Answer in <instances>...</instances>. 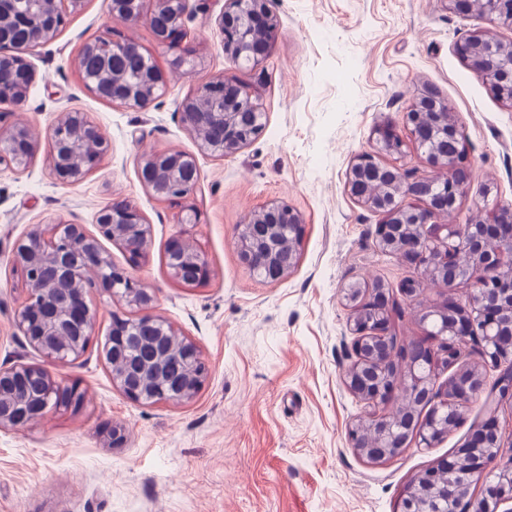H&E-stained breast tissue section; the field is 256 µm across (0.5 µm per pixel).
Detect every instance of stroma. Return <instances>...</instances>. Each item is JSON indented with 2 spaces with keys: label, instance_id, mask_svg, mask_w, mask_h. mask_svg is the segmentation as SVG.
Returning <instances> with one entry per match:
<instances>
[{
  "label": "stroma",
  "instance_id": "obj_1",
  "mask_svg": "<svg viewBox=\"0 0 512 512\" xmlns=\"http://www.w3.org/2000/svg\"><path fill=\"white\" fill-rule=\"evenodd\" d=\"M223 6L206 0L187 24L192 55L173 74L172 55L148 21L111 20L103 0H83L55 40L32 55L38 78L26 102L0 118L26 123L42 139L60 113L83 112L112 145L71 186L53 179L43 150L23 171L0 164V368L42 364L84 394L80 408H53L27 428L0 431V512H396L412 478L452 454L485 417L473 403L435 447L412 443L381 463L351 447L347 429L366 408L343 383L352 358L341 286L381 281L396 289L390 329L406 343L424 336L423 315L447 302L448 291L430 283L418 300L399 294L400 283L421 272L379 251L380 216L345 182L374 128L401 124L416 88L426 85L454 113L476 171L440 223L512 205V107L456 52L468 34L508 40L512 29L455 14L446 0H273L279 32L268 59L238 69L214 30ZM108 22L170 74L148 108L101 100L79 80L80 51ZM224 73L256 87L265 128L222 159L198 153L176 108L202 79ZM164 149L197 156L200 186L191 202L198 223L180 224L177 208L138 176L140 157ZM272 199L301 213L305 233L296 266L268 283L241 263L237 236ZM115 201L135 205L150 227L146 256L131 273L153 295L152 313L192 340L208 366L190 402H135L113 385L104 357L112 315L138 311L103 290L91 297L96 322L87 347L66 365L45 363L16 327L26 295L12 262L16 242L38 224H80L115 265H125L123 248L95 224ZM182 231L209 263L203 284L184 285L168 268L166 246ZM116 425L126 434L120 448L109 439Z\"/></svg>",
  "mask_w": 512,
  "mask_h": 512
}]
</instances>
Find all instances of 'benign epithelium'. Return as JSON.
I'll return each instance as SVG.
<instances>
[{"instance_id":"7a95c632","label":"benign epithelium","mask_w":512,"mask_h":512,"mask_svg":"<svg viewBox=\"0 0 512 512\" xmlns=\"http://www.w3.org/2000/svg\"><path fill=\"white\" fill-rule=\"evenodd\" d=\"M81 0H29L19 14L11 0H0V107H18L28 97L36 71L29 57L53 41L67 13ZM149 25L158 44L173 54L171 69L187 61L181 46L185 23L200 6L191 0H151ZM484 18L493 26L512 27V0H487ZM107 16L137 23L144 17L142 0H106ZM224 55L233 63L245 59L255 66L270 53L279 21L270 0H224L216 18ZM25 28L22 40L14 32ZM485 35L473 34L457 44L470 70L485 81L499 100L512 105V39L498 42L496 65L487 64ZM99 53L100 65L90 73L77 59V73L84 87L116 105L146 109L165 87L168 76L140 46L116 35L111 27L87 42L82 53ZM127 55L143 61L137 82L128 81L112 66V57ZM257 97L241 81L214 76L186 95L178 104L181 121L192 133L198 150L216 157H230L253 142L262 131ZM403 127L420 139L426 163L448 169V177L435 178L396 165H381V155L405 153V140L397 126L383 124L373 131L370 149L355 155L347 173V191L364 207L382 216L374 231L379 250L398 255L423 268L425 277L448 288V302L428 311L429 341L411 343L412 352L387 336L388 297L374 289L368 307L359 302L363 285L352 281L341 289L349 310L348 326L355 360L344 374L346 387L368 406L376 407L401 393L403 402L414 401L423 413L402 427L403 407L389 414H367L348 430L351 447L358 455L378 463L397 456L409 443L431 448L441 442L460 420L470 403L483 399L486 419L474 426L457 452L434 462L404 490L398 512H432L438 500L455 503L456 512H498L512 503V429L501 425V414L512 418V208L503 206L465 225L435 224L433 219L455 207L474 171L470 147L460 133L447 102L436 90L425 88L404 113ZM453 138L452 154L442 145ZM50 167L61 185L82 181L111 152L105 133L81 112H62L45 141ZM39 150V139L20 123L0 125V163L26 168ZM142 183L159 199L180 207L182 223H197V211L188 204L200 182L194 154L162 150L140 159ZM371 180L384 189L379 197L359 193L361 182ZM288 224V253L281 245V224ZM99 233L126 250L130 267L144 256L149 226L134 205L114 201L96 216ZM304 233L299 212L288 202L273 200L254 211L239 233V256L250 269H265L267 281L277 282L295 267ZM496 242L495 249L489 248ZM172 275L193 286L207 278L203 253L181 233L168 244ZM13 262L23 275L33 277L31 291L16 315V325L27 344L47 361L64 365L81 355L95 326L88 302L92 289L120 296L142 311L138 316L144 335L150 337L147 362L111 370L112 382L129 399L187 403L195 398L207 377L198 347L159 316L149 313L152 296L125 267L112 263L81 224L37 226L22 238ZM470 285L463 299L452 297L458 285ZM127 319L112 317L114 342L104 351L107 363L121 357L127 347L141 342L127 338ZM468 347L481 364L456 369L462 349ZM179 357L186 369L170 371L169 358ZM446 361L453 374L442 383L424 375L420 366ZM508 373V383L490 390L485 368ZM40 381L41 398L53 405L29 404V382ZM75 388L53 378L40 365L18 363L0 370V431L21 430L42 418L50 407L76 405ZM376 431L372 441L362 439L363 429ZM479 491L472 490L473 485Z\"/></svg>"}]
</instances>
